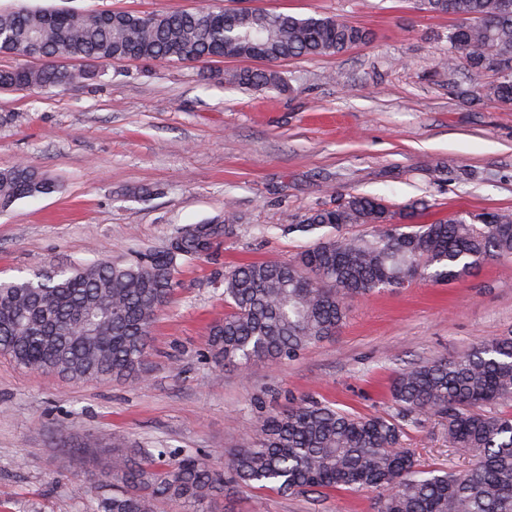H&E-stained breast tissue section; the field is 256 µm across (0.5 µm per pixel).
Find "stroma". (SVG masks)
<instances>
[{"instance_id":"35a3bbf8","label":"stroma","mask_w":512,"mask_h":512,"mask_svg":"<svg viewBox=\"0 0 512 512\" xmlns=\"http://www.w3.org/2000/svg\"><path fill=\"white\" fill-rule=\"evenodd\" d=\"M297 17L333 16L370 39L341 55L277 63L284 84L225 85L240 59L114 61L64 88L0 90V169L27 161L58 191L0 210V280L124 258L162 247L176 227L222 221L236 231L204 256L180 261L179 286L152 330L140 381L72 382L0 356V512H87L90 473L103 458L87 436L153 445L222 464L261 417L311 398L359 415L394 411L391 385L406 365L456 358L512 332V261L486 263L448 284L419 281L349 299L336 336L249 375L205 359L209 327L227 313L226 271L291 259L328 228L291 233L305 212L351 193L391 212L417 206L418 223L490 209L512 211V106L474 99L449 69L452 17L412 0H0L80 12L140 15L203 5ZM404 443L427 468L461 471L438 418L405 425ZM82 466H75L74 458ZM224 512H376L371 491L322 496L242 489Z\"/></svg>"}]
</instances>
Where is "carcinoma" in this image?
Here are the masks:
<instances>
[{"mask_svg": "<svg viewBox=\"0 0 512 512\" xmlns=\"http://www.w3.org/2000/svg\"><path fill=\"white\" fill-rule=\"evenodd\" d=\"M417 8L449 15L448 68L474 75L495 60L500 80L474 85L478 97L512 106V0H415ZM368 40L361 27L334 17H295L204 5L191 12L135 15L18 9L0 12V54L44 58L38 67L0 69L1 90L71 85L95 72H76L72 59L94 64L135 58L199 62L211 58L279 62L341 54ZM225 81L246 87L281 83L274 69H241ZM57 184L21 162L0 171V208L35 198ZM402 223L382 200L352 194L304 215L288 232L333 227L284 262L258 261L224 274L230 311L210 329L206 360L215 369L242 371L256 362L281 363L336 335L348 317L347 300L405 288L418 279L463 278L478 266L512 259V212L490 210L432 224ZM369 224L366 235L341 232ZM234 214L221 224H185L167 244L123 261L96 260L47 276L0 281V354L16 365L72 381L143 379L149 339L176 287L181 259L207 254L234 234ZM397 414L361 417L312 399L265 416L246 444L229 452L224 468L185 455L165 467L167 448L90 436L88 448H110L96 472L90 512H218L235 488L326 494L338 488L380 492L377 512H512V416L487 408L512 400V334L484 341L466 355L413 363L397 375ZM435 416L445 422L448 446L474 458L463 471L423 469L403 447L400 421Z\"/></svg>", "mask_w": 512, "mask_h": 512, "instance_id": "1", "label": "carcinoma"}]
</instances>
